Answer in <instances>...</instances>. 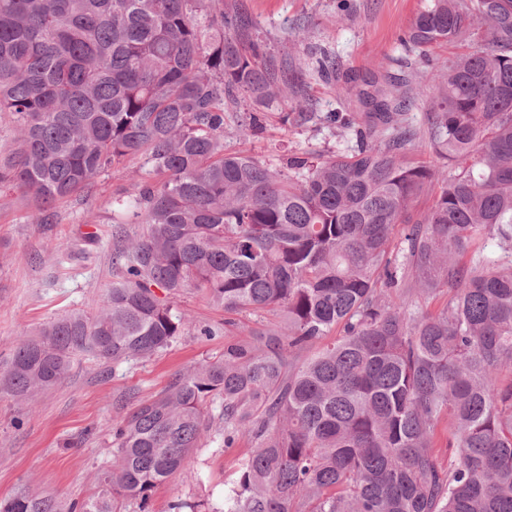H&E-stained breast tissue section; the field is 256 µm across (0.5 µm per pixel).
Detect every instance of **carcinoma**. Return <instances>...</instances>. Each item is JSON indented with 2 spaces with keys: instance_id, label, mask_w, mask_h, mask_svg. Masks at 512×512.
Returning <instances> with one entry per match:
<instances>
[{
  "instance_id": "1",
  "label": "carcinoma",
  "mask_w": 512,
  "mask_h": 512,
  "mask_svg": "<svg viewBox=\"0 0 512 512\" xmlns=\"http://www.w3.org/2000/svg\"><path fill=\"white\" fill-rule=\"evenodd\" d=\"M402 43L465 48L436 70L427 128L368 78L365 121L329 119L340 136L367 126L357 148L293 156L287 174L224 151L239 96L270 109L295 89L240 9L0 0V112L16 144L0 183L30 195L46 223L50 204L101 187L112 168L141 155L151 165L126 191L142 231L112 217L121 275L100 309L21 339L0 380L8 392L47 391L82 356L119 363L212 335L180 308L190 289L224 309L226 327L232 314H283L113 424L116 460L96 495L65 506L21 492L0 512H148L211 428L226 448L247 436L254 449L210 512H512V0H432ZM422 140L453 176L410 159ZM494 237L498 257L486 253ZM446 289L439 312L422 310Z\"/></svg>"
}]
</instances>
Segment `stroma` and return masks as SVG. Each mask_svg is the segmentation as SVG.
I'll return each mask as SVG.
<instances>
[{
  "mask_svg": "<svg viewBox=\"0 0 512 512\" xmlns=\"http://www.w3.org/2000/svg\"><path fill=\"white\" fill-rule=\"evenodd\" d=\"M244 2L268 56L287 61L302 85L279 107L261 112L253 134L241 135L235 118H226V151L281 170L295 155L349 151L354 134L336 136L326 123L333 112L364 113L356 94H336V77L346 72L410 84L414 102L407 118L413 125H427L435 65L451 49L432 48L423 59L406 52L400 38L430 0ZM285 112L292 115L286 122L281 119ZM299 112L310 113V120H296ZM147 169L143 156L112 169L103 178L106 192H85L56 203L47 224L34 220L26 193L0 185V369L20 339L58 316L99 307L116 274L112 200ZM180 307L193 323L213 327L214 335L190 334L164 352L118 364L81 358L55 387L28 400L0 390V499L22 489L66 504L88 498L97 490L98 474L115 461L113 423L160 393L177 374L220 356L227 337L244 339L249 330L281 319L277 311L242 313L228 330L223 309L193 290ZM252 448L246 437L228 448L217 433H204L193 451V465L154 489L149 512H170L179 499L221 503L240 459Z\"/></svg>",
  "mask_w": 512,
  "mask_h": 512,
  "instance_id": "1",
  "label": "stroma"
}]
</instances>
